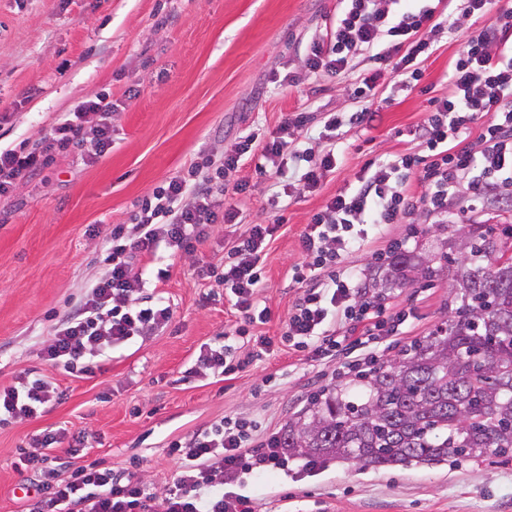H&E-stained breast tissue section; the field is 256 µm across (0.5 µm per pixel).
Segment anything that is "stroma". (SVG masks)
Masks as SVG:
<instances>
[{
    "label": "stroma",
    "mask_w": 512,
    "mask_h": 512,
    "mask_svg": "<svg viewBox=\"0 0 512 512\" xmlns=\"http://www.w3.org/2000/svg\"><path fill=\"white\" fill-rule=\"evenodd\" d=\"M458 19L423 63L422 90L387 88L375 99L370 124L341 128L329 139V112H354L352 94L366 54H356L345 75L308 74L310 37L333 17L338 0H0V148L36 142L83 100L108 92L112 114L110 151L89 164L79 154L55 156L38 176L23 180L0 200V387L32 373L48 375L63 391L44 412L0 425V512H27L37 494L39 455L35 435L61 426L89 433L87 448L68 455L55 473L92 463L131 471L156 490L171 486L178 465L171 441L193 435L227 415L254 416L281 431L307 398L339 384L332 368L309 366L278 353L237 372L233 379H185L203 344L221 341L239 320L223 286L198 277L205 264H220L233 228L211 225L195 253L169 259L159 289L173 318L163 330L113 350L94 375L77 377L45 362L41 354L54 328L98 278L102 248L112 225L128 222L137 204L199 155L234 150L240 136L277 129L287 113L303 107L308 130L301 148L320 153L336 145L339 164L320 191L287 197L284 226L265 257L266 285L259 293L270 310L261 334L276 336L297 295L291 270L303 259L300 235L312 212L346 189L366 162L385 160L421 141L400 142L401 130L419 125L429 100L448 89V63L479 20L463 15L462 0H445ZM298 77L293 86L273 74ZM251 178L246 194L227 192L243 223L269 224L273 178ZM512 224V206L492 215L467 208L463 193L448 205V223L384 226V239H407L409 252L438 262L454 233L488 219ZM378 242L352 253L347 264L363 270L367 285L392 310L415 319L401 339L428 335L450 313L453 281L447 271L431 280L385 287L388 265H377ZM233 492L251 498L258 512H512V459L490 456L433 466L360 468L334 464L311 474L288 466L258 477L244 474Z\"/></svg>",
    "instance_id": "stroma-1"
}]
</instances>
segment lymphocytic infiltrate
Masks as SVG:
<instances>
[{"instance_id": "lymphocytic-infiltrate-1", "label": "lymphocytic infiltrate", "mask_w": 512, "mask_h": 512, "mask_svg": "<svg viewBox=\"0 0 512 512\" xmlns=\"http://www.w3.org/2000/svg\"><path fill=\"white\" fill-rule=\"evenodd\" d=\"M466 13L484 18L450 64L448 94L430 98L423 124L410 132L422 140L427 155L402 151L384 163L368 162L354 185L330 198L313 213L301 234L302 263L292 269L299 288L279 337L253 336L250 360L289 350L304 362H337L340 374L376 362L403 333L409 315L387 312L383 303L364 297V281L347 268L346 257L360 250L384 224L416 221L420 215L448 216V192L466 181L470 204H487L512 184V10L494 11L492 0H464ZM343 6L315 35L306 50L309 72L338 75L353 67L358 51L369 65L353 90L364 101L361 111L328 113L324 128L336 132L344 124L373 121L369 104L378 88L390 83L415 89L422 64L433 53L443 31L437 5L417 0H342ZM111 93L81 101L56 124L43 147L0 150V198L16 182L42 172L53 150L79 148L88 162L102 158L112 145ZM309 122L305 110L286 115L269 136L249 134L225 153L213 177L195 181V169L170 177L144 199L130 224L113 225L104 247V269L85 300L57 327L47 360L69 372L93 374L95 357L114 346L153 335L172 319L162 294L144 296L159 249L169 255L190 254L208 237L213 224H239L240 213L225 204V189L241 194L250 180L241 174L248 159L255 173L294 177L303 191L316 192L327 173L336 169L335 150L312 154L299 148L294 135ZM480 132L458 148L456 139ZM284 223L251 224L232 238L222 267L202 266L198 275L222 284L242 316L218 344L201 346L188 373L228 376L243 363L236 341L265 323L269 310L258 295L266 279L264 256ZM251 335V334H250ZM63 393L44 375L23 378L0 389V424L33 415L37 407L58 401ZM275 433L259 420L224 417L219 422L170 444L180 466L173 486L157 492L130 474L93 466L75 469L69 480L43 481L30 512H255L251 499L228 491L229 483L247 473L263 474L283 467L284 449L275 447Z\"/></svg>"}]
</instances>
